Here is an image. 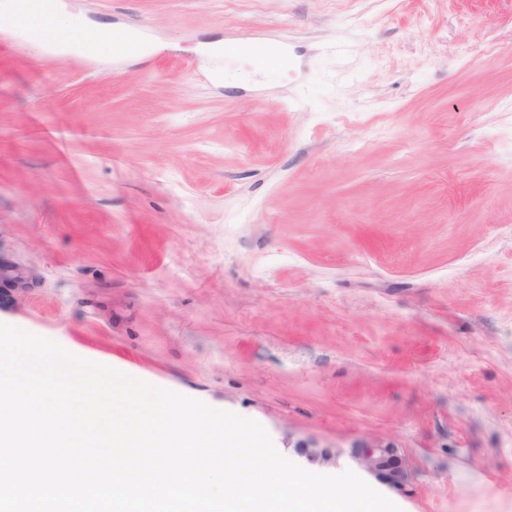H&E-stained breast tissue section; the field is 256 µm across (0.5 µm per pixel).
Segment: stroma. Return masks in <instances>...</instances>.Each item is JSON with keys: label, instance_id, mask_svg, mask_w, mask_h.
Returning <instances> with one entry per match:
<instances>
[{"label": "stroma", "instance_id": "1", "mask_svg": "<svg viewBox=\"0 0 512 512\" xmlns=\"http://www.w3.org/2000/svg\"><path fill=\"white\" fill-rule=\"evenodd\" d=\"M6 2L0 323L291 460L393 442L402 512H512V0H57L134 56ZM22 9L16 17L12 19L15 26L36 25L45 31H50L52 18L46 9L41 8L32 1H21ZM33 276V272L27 267L0 256V284L24 287ZM297 454L305 460L309 466L325 468L336 465V458L341 451L336 448L321 447L313 441H299L295 445Z\"/></svg>", "mask_w": 512, "mask_h": 512}]
</instances>
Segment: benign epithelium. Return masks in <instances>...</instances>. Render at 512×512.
Instances as JSON below:
<instances>
[{"label":"benign epithelium","mask_w":512,"mask_h":512,"mask_svg":"<svg viewBox=\"0 0 512 512\" xmlns=\"http://www.w3.org/2000/svg\"><path fill=\"white\" fill-rule=\"evenodd\" d=\"M31 279L30 269L0 256V284L23 287ZM295 448L308 465L319 468L336 465V458L341 455L340 450L321 447L313 441H299ZM349 456L360 470L397 492L405 491L410 482L407 461L390 442L360 439L351 446Z\"/></svg>","instance_id":"benign-epithelium-1"}]
</instances>
